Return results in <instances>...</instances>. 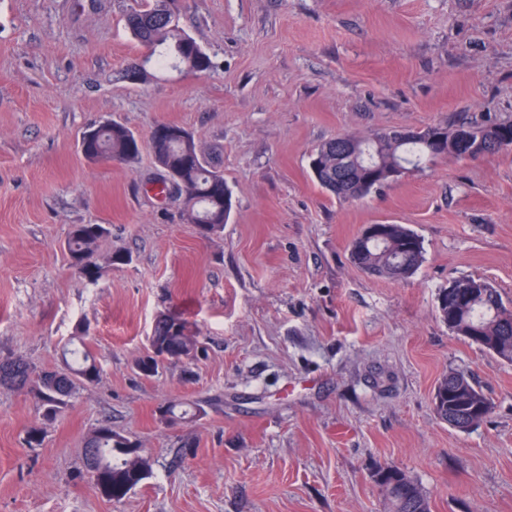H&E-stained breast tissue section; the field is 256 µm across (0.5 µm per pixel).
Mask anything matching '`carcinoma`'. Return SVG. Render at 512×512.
<instances>
[{"mask_svg": "<svg viewBox=\"0 0 512 512\" xmlns=\"http://www.w3.org/2000/svg\"><path fill=\"white\" fill-rule=\"evenodd\" d=\"M171 0H146L145 8L128 15L127 29L149 55L150 65L142 75L147 82L158 70L179 73H203L214 63L210 55L182 28L181 16L171 14ZM180 136L162 135L150 139L155 163L166 172L179 173L183 189V211L187 223L195 225L200 236L208 238L224 228L233 208L232 192L208 156L199 151L194 137L180 126ZM91 138L81 136L80 151L89 161L138 160L142 141L133 131L117 122H103L91 127ZM425 128L413 140L396 142L388 132L367 136L338 134L314 148L309 166L319 187L340 201H356L382 188L392 178L387 171L398 167L422 170L443 156L463 158L454 148L456 137L467 133L486 143L484 156L512 150V121H493L479 125L462 122L443 128L446 149L436 151L428 142ZM369 143L368 154L349 159L345 148L354 142ZM381 165L376 178L363 188L360 196L350 194L342 181L358 171ZM377 242L355 238L350 246L353 262L369 274L391 281H403L414 275L425 259L420 236L403 224H384ZM109 234L104 224H76L68 235L67 257L71 268L90 281H97L101 267L97 249ZM464 283L478 287L477 296L463 302L448 295L443 288L437 296L439 319L459 336L474 332L482 337L478 346L512 363V306L503 301L497 288L482 278H468ZM198 349V340L188 322L180 317L156 321L147 350L136 362L145 377L155 375L169 359H189ZM72 362L59 370L37 371L21 359L0 361V386L35 393L43 409V418L54 419L66 409L78 390L98 381L100 369L90 353L70 350ZM434 410L443 422L455 420L472 429L485 422L493 412V403L483 390L462 373H446L434 390ZM86 472L96 489L112 501L123 500L148 478L151 464L145 449L105 424L96 428L84 442ZM382 488L388 512H431L429 500L420 485L394 466L380 468L375 474Z\"/></svg>", "mask_w": 512, "mask_h": 512, "instance_id": "cac0c4a2", "label": "carcinoma"}]
</instances>
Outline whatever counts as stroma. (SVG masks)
Segmentation results:
<instances>
[{"instance_id":"stroma-1","label":"stroma","mask_w":512,"mask_h":512,"mask_svg":"<svg viewBox=\"0 0 512 512\" xmlns=\"http://www.w3.org/2000/svg\"><path fill=\"white\" fill-rule=\"evenodd\" d=\"M142 5L0 0V360L52 369L80 338L101 369L50 421L34 393L0 387V512H385L386 465L432 512H512V364L436 313L468 277L512 299V152L440 158L353 203L309 174L340 133L512 118V0H181L213 72L133 85L119 73L144 52L126 28ZM105 120L190 131L232 191L223 230L199 237L179 197L154 196L150 146L86 161L79 139ZM76 224L110 229L93 283L68 263ZM369 224L421 237L416 274L352 262ZM162 315L199 350L143 378ZM450 371L491 398L478 427L437 419ZM172 401L199 413L169 422ZM107 422L152 463L119 502L82 460Z\"/></svg>"}]
</instances>
